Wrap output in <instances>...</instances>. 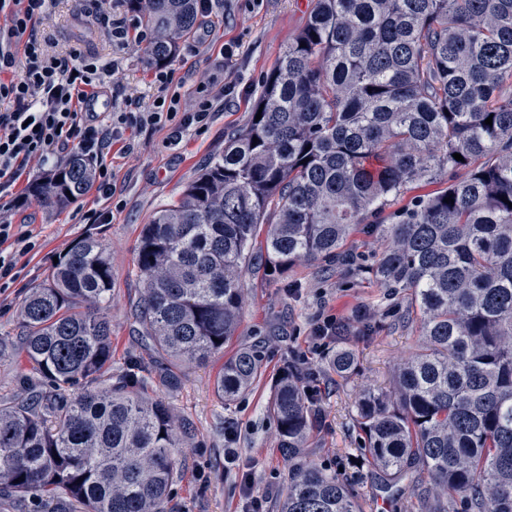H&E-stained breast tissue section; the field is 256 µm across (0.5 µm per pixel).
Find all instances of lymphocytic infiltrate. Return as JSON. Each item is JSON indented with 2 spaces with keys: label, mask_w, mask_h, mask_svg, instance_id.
<instances>
[{
  "label": "lymphocytic infiltrate",
  "mask_w": 512,
  "mask_h": 512,
  "mask_svg": "<svg viewBox=\"0 0 512 512\" xmlns=\"http://www.w3.org/2000/svg\"><path fill=\"white\" fill-rule=\"evenodd\" d=\"M56 3L0 0V200L17 201L15 188L31 165L44 168L61 153L73 151L94 161L96 191L105 202L103 208L89 210L87 219L108 224L118 191L107 162L114 140L130 127H166L171 144H179L185 131L209 127L233 88L221 87L187 107L170 90L172 69L161 64L152 71L157 103L143 108L126 99L105 118H98L87 106L101 92L105 75H118L120 67L75 52L48 54L34 29ZM42 247L39 233L0 219V293L20 278Z\"/></svg>",
  "instance_id": "lymphocytic-infiltrate-1"
}]
</instances>
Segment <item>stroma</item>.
I'll use <instances>...</instances> for the list:
<instances>
[{
  "label": "stroma",
  "mask_w": 512,
  "mask_h": 512,
  "mask_svg": "<svg viewBox=\"0 0 512 512\" xmlns=\"http://www.w3.org/2000/svg\"><path fill=\"white\" fill-rule=\"evenodd\" d=\"M310 6L311 0H215L211 14L199 19L170 61L173 89L182 101H194L206 93L200 83L205 74L219 87L234 82L233 97L207 131H187L176 145L169 144L165 129L124 132L123 141L134 143L135 151L126 157L115 150L109 157L122 198L111 223L90 224L85 219L96 205V190H88L66 208L50 209L29 195L30 182L20 183L24 200L5 216L16 224L35 225L43 249L9 288L7 302H0V333L15 328L26 289L46 276L54 257L91 233L109 245L116 273L110 310L112 359L146 357L131 316L143 287L135 266L142 226L178 199L204 164L223 152L229 131L247 124L264 77L304 26ZM104 16L98 0H58L54 11L36 24L35 34L53 55L77 51L103 64L122 57V96L150 105L157 94L150 67L138 47L118 54L107 36ZM227 44L236 48L228 59L222 54ZM383 246V239L361 230L347 242L356 273L339 268L324 272L319 265L302 263L286 275L264 277L249 288L240 326L223 354L189 369L179 388L157 389V396L188 418L195 431L173 487L177 512H242L241 481L246 474L256 487L270 491L271 512H278L292 464L278 447L277 424L268 402L276 378L290 364L310 370L307 385L321 408L306 462L341 470L352 483L362 512H417L416 478L402 479L395 494L381 492L383 475L365 461L355 421L361 390L389 386L397 361L415 348L418 338L406 314V294L379 288L367 274ZM322 313L335 316L337 343L356 353L357 368L348 377L330 373L324 354L312 349L313 326ZM242 345L260 350V374L247 393L225 403L215 395L213 382L225 357ZM231 429L236 432L232 443L226 438ZM231 445L239 452L233 462L225 453Z\"/></svg>",
  "instance_id": "1"
}]
</instances>
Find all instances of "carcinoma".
I'll list each match as a JSON object with an SVG mask.
<instances>
[{"label":"carcinoma","mask_w":512,"mask_h":512,"mask_svg":"<svg viewBox=\"0 0 512 512\" xmlns=\"http://www.w3.org/2000/svg\"><path fill=\"white\" fill-rule=\"evenodd\" d=\"M127 3L156 33L150 66L173 58L198 19V0ZM438 178L441 190L387 213L409 185ZM92 179L74 155L32 195L63 208ZM510 202L512 0H311L247 125L143 225L133 318L156 361L112 374L115 272L101 238L78 240L24 294L0 361L17 344L34 375L0 403V492L31 512H174L193 425L150 390L175 388L183 369L224 353L253 250L278 273L336 264L365 225L386 242L372 279L409 295L418 329L392 384L356 402L381 491L419 471L426 512H512ZM329 368L351 374L353 351L336 347ZM259 370L257 352L238 348L214 381L217 397L236 400ZM307 379L299 367L284 372L270 403L290 461L318 417ZM280 512L362 510L340 474L300 463Z\"/></svg>","instance_id":"1"}]
</instances>
